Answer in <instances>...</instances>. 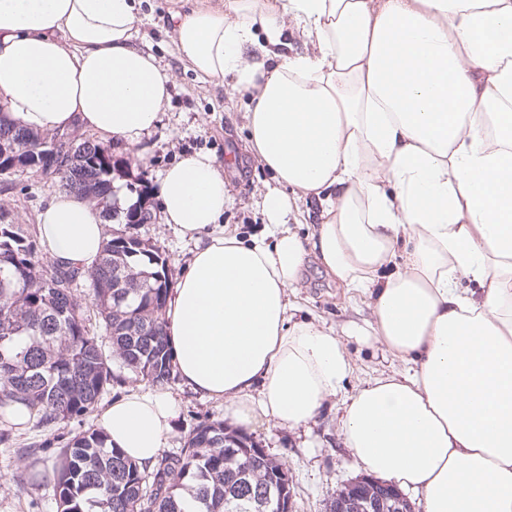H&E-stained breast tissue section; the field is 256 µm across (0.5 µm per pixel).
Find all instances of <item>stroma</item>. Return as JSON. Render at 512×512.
I'll return each mask as SVG.
<instances>
[{
	"mask_svg": "<svg viewBox=\"0 0 512 512\" xmlns=\"http://www.w3.org/2000/svg\"><path fill=\"white\" fill-rule=\"evenodd\" d=\"M180 0H144L142 20L136 26L134 43L152 54L171 75L172 89L157 126L136 146L114 142V155L128 159V174L118 184L129 200L138 194L148 196L150 207H157L155 192L165 169L186 157L210 154L223 169L230 200L221 220L225 229L249 240L262 235L265 227L262 200L272 175L257 164L248 149L245 112L247 99L234 88L231 79L215 80L195 73L179 58L173 44L171 12ZM54 189L49 180L35 171L22 169L0 179V213L20 225L30 237H37L41 211L50 202ZM107 225V232L119 230ZM124 233L138 236L165 253L171 271H179L190 258L194 240L183 236L172 224H130ZM295 319L306 320L340 334L353 364L342 394L328 398L317 416L307 425L290 428L261 419L248 427L259 447L286 465L293 490L294 512H325L331 494L359 477L360 467L346 448L341 434L343 400L365 381L380 374L403 371V364L386 356L372 336H349L348 324L365 326L372 318L367 296L340 287L331 281L316 261H308L303 283L290 296ZM178 401L181 412L169 431L164 453L182 448L197 425L224 418L223 402L194 392L181 381L167 387ZM98 410L82 418L50 426L13 432L11 445H0V512H58L53 480L48 473L60 436H73L99 428ZM42 452L32 454L30 444Z\"/></svg>",
	"mask_w": 512,
	"mask_h": 512,
	"instance_id": "obj_1",
	"label": "stroma"
}]
</instances>
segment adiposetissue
<instances>
[{"mask_svg":"<svg viewBox=\"0 0 512 512\" xmlns=\"http://www.w3.org/2000/svg\"><path fill=\"white\" fill-rule=\"evenodd\" d=\"M141 2L0 0V121L138 144L171 91L132 44ZM183 3L177 54L235 75L276 184L268 236L247 242L219 226L229 195L212 156L164 171L161 218L197 242L164 319L177 376L241 425L312 420L352 372L336 332L289 314L315 258L369 295L371 335L407 366L346 401L359 466L419 493L424 512H512V0ZM311 198L321 222L306 243L288 222ZM37 230L53 265L83 270L108 239L99 209L69 193ZM179 414L156 390L112 401L99 423L152 467Z\"/></svg>","mask_w":512,"mask_h":512,"instance_id":"1","label":"adipose tissue"}]
</instances>
